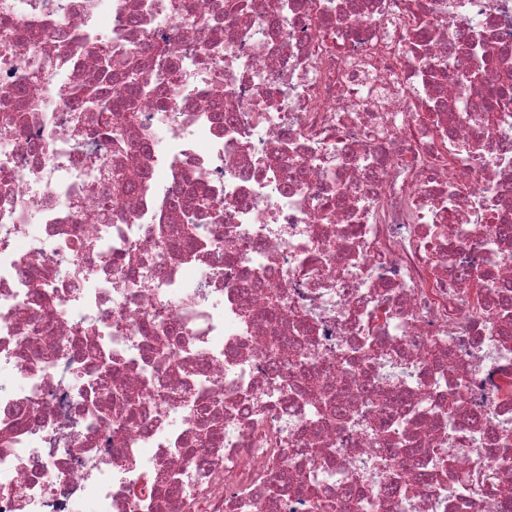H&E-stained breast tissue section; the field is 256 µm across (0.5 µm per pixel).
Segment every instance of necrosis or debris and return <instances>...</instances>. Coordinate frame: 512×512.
<instances>
[{
	"mask_svg": "<svg viewBox=\"0 0 512 512\" xmlns=\"http://www.w3.org/2000/svg\"><path fill=\"white\" fill-rule=\"evenodd\" d=\"M165 2L0 0V512H307L317 472L362 512L391 452L371 512H503L512 0ZM130 44L118 210L70 89H120Z\"/></svg>",
	"mask_w": 512,
	"mask_h": 512,
	"instance_id": "necrosis-or-debris-1",
	"label": "necrosis or debris"
}]
</instances>
